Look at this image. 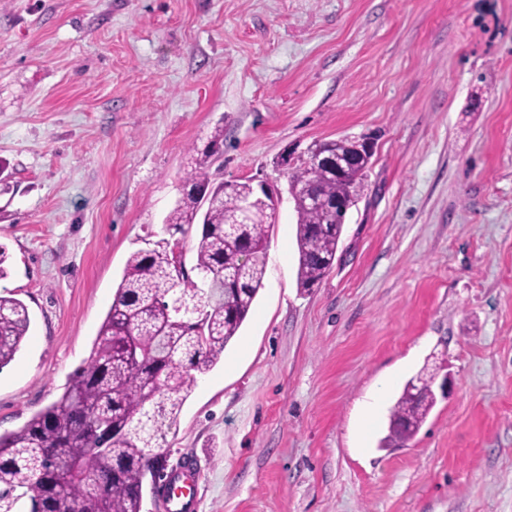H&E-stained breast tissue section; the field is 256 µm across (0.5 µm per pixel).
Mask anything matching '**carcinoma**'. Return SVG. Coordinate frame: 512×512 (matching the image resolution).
Segmentation results:
<instances>
[{
    "label": "carcinoma",
    "instance_id": "cac0c4a2",
    "mask_svg": "<svg viewBox=\"0 0 512 512\" xmlns=\"http://www.w3.org/2000/svg\"><path fill=\"white\" fill-rule=\"evenodd\" d=\"M224 131L196 150L185 178L206 189L182 194L166 217L167 229L185 233L202 225L190 274L175 271L174 242L160 238L128 257L120 282L85 366L61 397L34 413L20 428L0 433V512H10L13 493L30 495V512H143L144 485L163 467L166 433L176 422L197 377L211 371L247 318L266 272L271 223L261 210L248 223L231 224L251 181L224 182L210 169L223 155ZM348 139L309 147L322 155L348 157L336 171L307 158L288 171L289 193L313 189L314 207L295 205L297 286L319 285L333 266L342 215L363 188L372 154L353 150ZM31 327L27 306L0 295V369L12 362ZM423 368L410 379L390 411L381 448L406 445L436 404ZM116 462L112 483L97 485L91 474Z\"/></svg>",
    "mask_w": 512,
    "mask_h": 512
}]
</instances>
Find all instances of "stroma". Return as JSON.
I'll return each instance as SVG.
<instances>
[{"label":"stroma","instance_id":"obj_1","mask_svg":"<svg viewBox=\"0 0 512 512\" xmlns=\"http://www.w3.org/2000/svg\"><path fill=\"white\" fill-rule=\"evenodd\" d=\"M219 127L216 179L282 199L253 308L163 445L199 462L198 512H512V0H0V294L32 319L0 432L85 364ZM364 137L334 265L302 291L279 161ZM427 363L447 395L379 449Z\"/></svg>","mask_w":512,"mask_h":512}]
</instances>
